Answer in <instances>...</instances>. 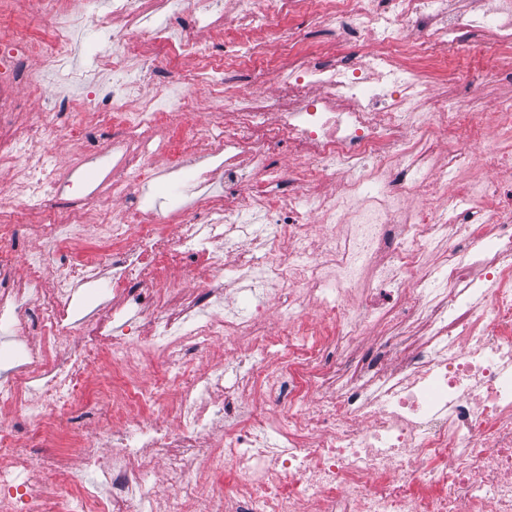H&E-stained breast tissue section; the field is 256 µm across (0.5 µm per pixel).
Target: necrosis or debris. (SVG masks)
<instances>
[{
  "instance_id": "4bbe7bcc",
  "label": "necrosis or debris",
  "mask_w": 512,
  "mask_h": 512,
  "mask_svg": "<svg viewBox=\"0 0 512 512\" xmlns=\"http://www.w3.org/2000/svg\"><path fill=\"white\" fill-rule=\"evenodd\" d=\"M224 30V55H203L193 30L141 31L132 19L166 0H106L113 67L158 57L197 60V80L215 109L188 130L201 158H222L224 188L184 210L175 257L163 225L142 212L113 219L103 199L130 195L132 182L97 180L76 209L39 227L41 249L21 279L8 277L10 216L43 210L49 194L73 190L94 129L56 120L59 112H96L97 125L119 128L107 150L113 166L147 155L146 133L164 118L138 81L106 75L74 78L54 112L29 124L19 115L40 97L49 73L72 65V26L88 0H28L32 16L52 17L49 38L28 37L12 0H0V166L16 173L0 196V325L10 335L40 326L38 344L18 345L16 375L0 381V407L21 402L32 373L53 370L27 408L23 433L0 431V502L24 490L23 512H512V149L491 147L486 126L512 136V98L491 111L469 106L474 88L436 93L418 61L450 50L501 56L512 47V0L461 12L456 0H314V23L330 28L343 52H290L301 40L282 28L296 0H236ZM474 39L459 44L458 31ZM274 61L279 89L243 90L234 78L242 57ZM232 109L224 123L217 109ZM72 141L68 165L57 141ZM256 179L240 208H228L246 171ZM286 190L271 195L268 172ZM460 178L449 191V177ZM342 179L336 193L324 182ZM271 224L270 236L232 255L217 241L247 234L240 210ZM344 222L343 234L333 226ZM100 243L97 254L81 245ZM138 243L136 253L120 244ZM111 275L106 291L136 318L82 322L81 353L70 350L65 323L80 280ZM194 292L178 288L197 270ZM249 283L248 313L224 307L233 284ZM391 332L375 348L365 330ZM421 331L406 334L405 325ZM246 362L225 378L211 350ZM165 381H140L155 353ZM97 371L96 401L121 430L96 490L79 484L74 462L99 466L102 439H81L72 454L38 455L61 423L76 424L85 376ZM129 373L127 389L113 371ZM163 466L145 480L144 459ZM57 494L37 488L43 470Z\"/></svg>"
}]
</instances>
